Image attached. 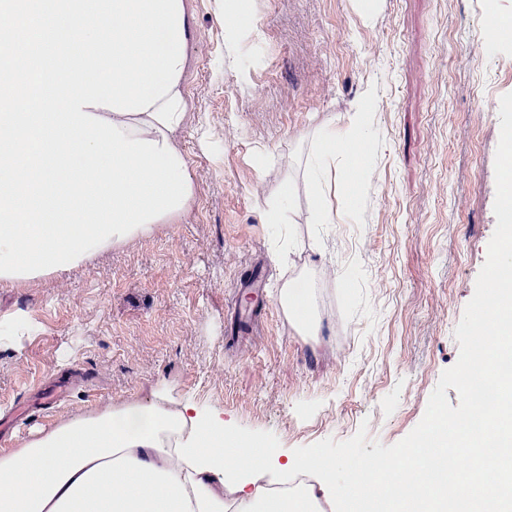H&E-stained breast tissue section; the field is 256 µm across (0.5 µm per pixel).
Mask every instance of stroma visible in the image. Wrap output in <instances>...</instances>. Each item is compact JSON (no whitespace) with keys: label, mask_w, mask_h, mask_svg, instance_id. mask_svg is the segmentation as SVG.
I'll list each match as a JSON object with an SVG mask.
<instances>
[{"label":"stroma","mask_w":512,"mask_h":512,"mask_svg":"<svg viewBox=\"0 0 512 512\" xmlns=\"http://www.w3.org/2000/svg\"><path fill=\"white\" fill-rule=\"evenodd\" d=\"M192 110L179 134L196 187L175 223L84 267L0 284V453L37 431L159 388L221 414L229 434L280 458L359 428L390 446L422 420L459 357L454 332L496 228L497 107L512 93V35L490 39L512 0H246L225 37L214 0H187ZM363 110L369 179L330 166L332 224L288 161L316 126ZM296 181L283 221L284 183ZM307 265L321 319L299 335L279 302ZM268 276L257 335L224 325L237 282Z\"/></svg>","instance_id":"1"}]
</instances>
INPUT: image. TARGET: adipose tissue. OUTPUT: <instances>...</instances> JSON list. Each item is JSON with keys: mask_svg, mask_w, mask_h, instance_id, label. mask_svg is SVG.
<instances>
[{"mask_svg": "<svg viewBox=\"0 0 512 512\" xmlns=\"http://www.w3.org/2000/svg\"><path fill=\"white\" fill-rule=\"evenodd\" d=\"M193 31L186 0H0V282L76 268L93 255L180 218L195 198L178 145L190 110L186 75ZM364 112L346 130L315 133L308 180L320 187L344 157L366 168ZM501 238L490 251L481 303L497 324L487 349L458 374L462 387L496 378L512 355V166L501 173ZM299 270L279 301L304 336L320 321ZM480 436L467 417L440 422L434 437L459 447H512V384ZM417 460L379 512H452L465 482L485 493L472 512H512V476L496 458L478 474L458 465L451 487ZM270 449L224 438V420L158 391L37 432L0 454V512H324L338 496L322 465L314 483L263 494L260 479L287 475Z\"/></svg>", "mask_w": 512, "mask_h": 512, "instance_id": "ef3b65f1", "label": "adipose tissue"}]
</instances>
